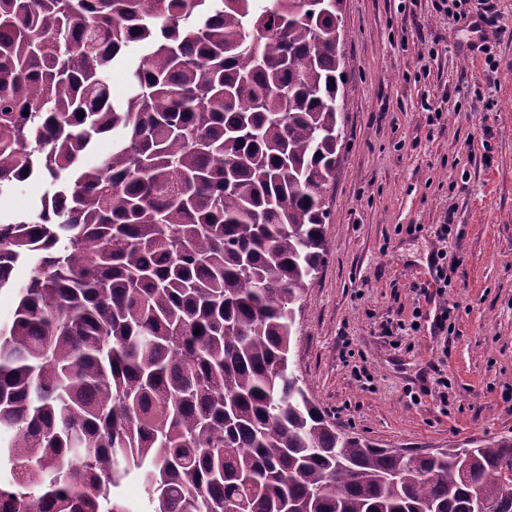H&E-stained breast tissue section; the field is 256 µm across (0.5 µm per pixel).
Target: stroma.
I'll list each match as a JSON object with an SVG mask.
<instances>
[{
	"instance_id": "1",
	"label": "stroma",
	"mask_w": 512,
	"mask_h": 512,
	"mask_svg": "<svg viewBox=\"0 0 512 512\" xmlns=\"http://www.w3.org/2000/svg\"><path fill=\"white\" fill-rule=\"evenodd\" d=\"M495 4L492 28L469 0H343L326 252L291 360L337 428L380 448L512 435V0ZM54 190L46 176L16 183L0 216L32 214Z\"/></svg>"
}]
</instances>
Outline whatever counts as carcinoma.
Masks as SVG:
<instances>
[{
  "mask_svg": "<svg viewBox=\"0 0 512 512\" xmlns=\"http://www.w3.org/2000/svg\"><path fill=\"white\" fill-rule=\"evenodd\" d=\"M340 5L0 0V186L63 180L0 221V288L35 257L0 327V512H512V435L377 448L290 367L340 149ZM110 87L111 100L115 103L123 102L129 91V78L127 67H114L107 76Z\"/></svg>",
  "mask_w": 512,
  "mask_h": 512,
  "instance_id": "obj_1",
  "label": "carcinoma"
}]
</instances>
